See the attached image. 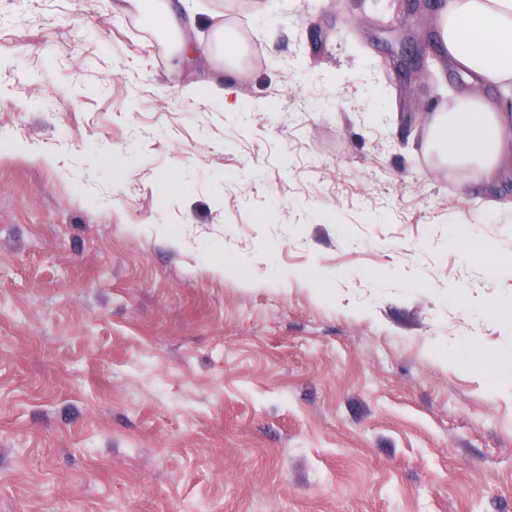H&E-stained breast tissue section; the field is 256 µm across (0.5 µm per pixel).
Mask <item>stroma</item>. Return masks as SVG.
I'll list each match as a JSON object with an SVG mask.
<instances>
[{
    "label": "stroma",
    "mask_w": 512,
    "mask_h": 512,
    "mask_svg": "<svg viewBox=\"0 0 512 512\" xmlns=\"http://www.w3.org/2000/svg\"><path fill=\"white\" fill-rule=\"evenodd\" d=\"M113 3L0 0V512H512V278L448 242L512 223L424 149L433 6L184 0L248 62L173 83Z\"/></svg>",
    "instance_id": "1"
}]
</instances>
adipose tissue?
Returning a JSON list of instances; mask_svg holds the SVG:
<instances>
[{"label":"adipose tissue","instance_id":"1","mask_svg":"<svg viewBox=\"0 0 512 512\" xmlns=\"http://www.w3.org/2000/svg\"><path fill=\"white\" fill-rule=\"evenodd\" d=\"M114 8L130 15L152 10L177 50L170 80H181L186 61L212 54L211 45L191 41L197 20L181 0H116ZM433 22L443 55L473 88L432 112L424 126L425 148L466 182L491 189L512 176V104L497 96L512 88V0H440ZM452 241L470 262L512 276L511 251L458 235Z\"/></svg>","mask_w":512,"mask_h":512}]
</instances>
